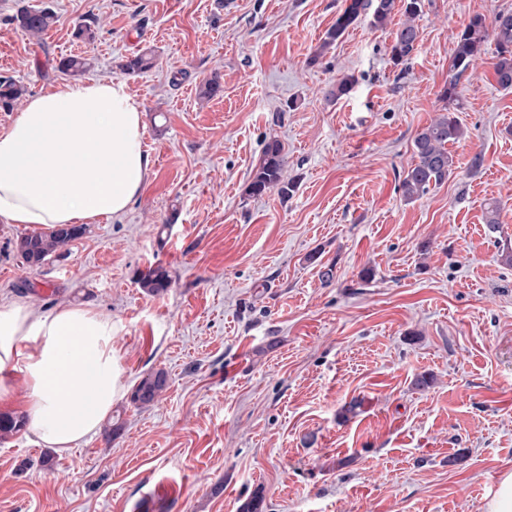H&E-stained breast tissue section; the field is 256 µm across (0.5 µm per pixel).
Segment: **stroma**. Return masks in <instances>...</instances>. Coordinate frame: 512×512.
Segmentation results:
<instances>
[{
	"label": "stroma",
	"instance_id": "stroma-1",
	"mask_svg": "<svg viewBox=\"0 0 512 512\" xmlns=\"http://www.w3.org/2000/svg\"><path fill=\"white\" fill-rule=\"evenodd\" d=\"M24 5L57 16L42 43L10 22ZM345 6L0 0V77L27 96L67 84L64 55L95 77L156 59L128 78L155 160L132 208L39 267L17 249L27 227L0 222V302L111 313L123 388L117 436L64 453L25 430L0 440V512H238L258 489L265 512H484L512 472V91L494 44L458 85L453 173L412 202L399 188L444 106L452 32L512 0H424L398 67L365 20L307 67ZM84 22L93 42L73 37ZM347 75L350 96L327 100ZM212 77L222 92L201 96ZM271 138L297 187L249 196ZM151 264L172 279L159 296L136 281ZM157 370L166 390L133 405ZM167 376L158 370L143 376L131 394V402L138 405H149L166 389Z\"/></svg>",
	"mask_w": 512,
	"mask_h": 512
}]
</instances>
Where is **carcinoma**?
<instances>
[{
	"label": "carcinoma",
	"mask_w": 512,
	"mask_h": 512,
	"mask_svg": "<svg viewBox=\"0 0 512 512\" xmlns=\"http://www.w3.org/2000/svg\"><path fill=\"white\" fill-rule=\"evenodd\" d=\"M423 8V0H347V6L327 32L320 46L308 57L307 66L320 64L324 50L342 38L347 29L363 18L379 29L387 28L395 14L404 16L398 27L391 32L389 56L393 65L407 63L416 50L419 28L416 23ZM11 21L31 39L40 41L55 22V13L49 7H21ZM496 46L494 75L497 85L512 90V11L501 10L494 14L491 24L485 17L475 15L462 28L452 34V56L448 85L441 94L446 102L443 112L433 118L415 136L413 141L415 162L403 172L400 182L402 196L407 201L425 195L432 186L448 180L453 173L454 158L448 145L455 144L465 136V130L452 105L458 101L460 79L474 69L485 50L488 40ZM153 57L140 53L127 58L121 65L128 73H141L152 69ZM56 69L66 76L77 79L88 70L87 59L81 56L61 58ZM25 87L11 78L0 79V108L9 110L24 96ZM285 154L282 143L271 138L265 142L259 165L256 167L248 187L251 196H262L272 189L288 196L295 183L283 178ZM499 204L490 201L485 206L484 219L490 232L499 229ZM87 232V225L58 226L49 232L24 235L18 242V251L29 266H39L52 256H64L67 246ZM137 283L149 294L158 296L168 290L171 277L161 265H150L138 272ZM167 376L158 370L143 376L131 394V402L149 405L166 389ZM26 421L22 416L0 414V439L19 433Z\"/></svg>",
	"instance_id": "cac0c4a2"
}]
</instances>
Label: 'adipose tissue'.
I'll list each match as a JSON object with an SVG mask.
<instances>
[{
	"label": "adipose tissue",
	"instance_id": "ef3b65f1",
	"mask_svg": "<svg viewBox=\"0 0 512 512\" xmlns=\"http://www.w3.org/2000/svg\"><path fill=\"white\" fill-rule=\"evenodd\" d=\"M143 112L125 78L91 77L29 98L0 131V221L95 224L124 215L154 168ZM110 313L94 305L37 314L0 303V401L27 385V429L62 452L95 434L122 389Z\"/></svg>",
	"mask_w": 512,
	"mask_h": 512
}]
</instances>
